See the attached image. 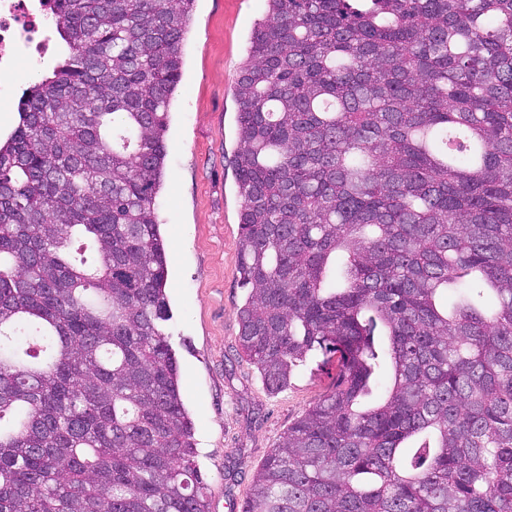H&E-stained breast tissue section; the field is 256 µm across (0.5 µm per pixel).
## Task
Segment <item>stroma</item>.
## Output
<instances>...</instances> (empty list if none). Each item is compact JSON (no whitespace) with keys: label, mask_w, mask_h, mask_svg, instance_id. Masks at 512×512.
<instances>
[{"label":"stroma","mask_w":512,"mask_h":512,"mask_svg":"<svg viewBox=\"0 0 512 512\" xmlns=\"http://www.w3.org/2000/svg\"><path fill=\"white\" fill-rule=\"evenodd\" d=\"M266 0H195L183 71L170 106L164 187L171 342L192 417L197 464L209 479L210 512H234L281 436L332 385L322 355L269 393L239 355L238 308L247 291L236 267L239 212L233 86Z\"/></svg>","instance_id":"obj_1"}]
</instances>
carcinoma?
Returning <instances> with one entry per match:
<instances>
[{
  "mask_svg": "<svg viewBox=\"0 0 512 512\" xmlns=\"http://www.w3.org/2000/svg\"><path fill=\"white\" fill-rule=\"evenodd\" d=\"M44 2L67 55L0 140V512H209L156 203L195 0ZM267 3L237 343L272 392L317 352L336 382L241 512H512V0Z\"/></svg>",
  "mask_w": 512,
  "mask_h": 512,
  "instance_id": "cac0c4a2",
  "label": "carcinoma"
}]
</instances>
